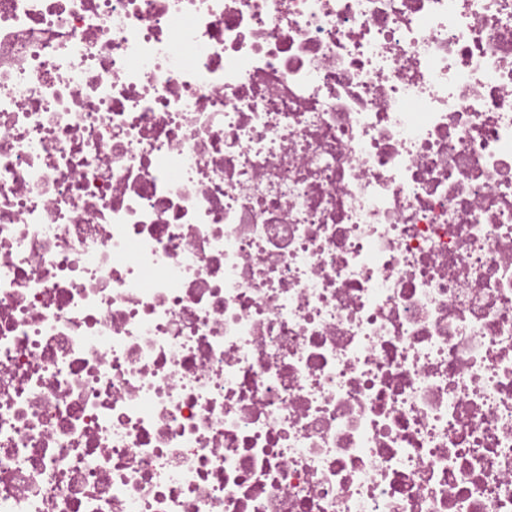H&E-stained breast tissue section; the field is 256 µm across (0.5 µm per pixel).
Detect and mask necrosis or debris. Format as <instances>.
I'll use <instances>...</instances> for the list:
<instances>
[{
  "label": "necrosis or debris",
  "instance_id": "obj_1",
  "mask_svg": "<svg viewBox=\"0 0 512 512\" xmlns=\"http://www.w3.org/2000/svg\"><path fill=\"white\" fill-rule=\"evenodd\" d=\"M0 512H512V0H0Z\"/></svg>",
  "mask_w": 512,
  "mask_h": 512
}]
</instances>
